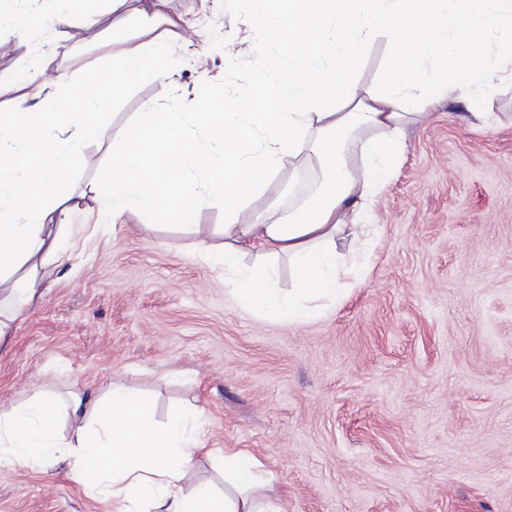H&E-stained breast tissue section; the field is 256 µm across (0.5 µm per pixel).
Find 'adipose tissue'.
Instances as JSON below:
<instances>
[{
	"mask_svg": "<svg viewBox=\"0 0 512 512\" xmlns=\"http://www.w3.org/2000/svg\"><path fill=\"white\" fill-rule=\"evenodd\" d=\"M167 2L143 0L142 39L113 56L107 85L90 68L32 80L29 107L0 113V346L71 268L68 177L86 145L105 143L100 117L111 96L145 76L173 77L159 58L180 41L182 20L166 13ZM247 23L258 37L249 83L224 95L218 113L145 104L111 176L90 191L113 224L148 215L190 235L201 232L199 211L222 208L224 246L213 257L233 295L257 317L296 325L341 295L348 261L336 241H371L369 206L398 167L407 129L450 94L476 102L512 80V0H253ZM381 39L390 46L385 74L361 85L360 62ZM305 153L327 171L315 203L297 219L266 221L257 201ZM250 254L257 264L244 265ZM281 257L296 274L286 292L274 286ZM62 414L84 487L138 499L147 512H282L256 498L268 480L246 452L224 459L233 493L184 492L202 446L197 414L157 426L149 397L115 385L62 408L39 398L1 411L0 466L65 457L56 441Z\"/></svg>",
	"mask_w": 512,
	"mask_h": 512,
	"instance_id": "obj_1",
	"label": "adipose tissue"
}]
</instances>
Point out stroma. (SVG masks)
Segmentation results:
<instances>
[{"label": "stroma", "mask_w": 512, "mask_h": 512, "mask_svg": "<svg viewBox=\"0 0 512 512\" xmlns=\"http://www.w3.org/2000/svg\"><path fill=\"white\" fill-rule=\"evenodd\" d=\"M103 9L94 28L74 21L47 55L29 21L50 0H0V109L15 106L38 66L44 82L111 55L112 30L137 31ZM249 0H169L189 19L196 54L161 62L173 82L129 85L107 109L121 140L145 102L194 112L195 92L246 84L253 35ZM445 99L409 128L395 175L368 216L380 235L359 280L319 318L287 325L238 303L199 240H224V212L178 225L129 218L98 224L90 183L112 155L87 145L73 177V223L85 225L75 270L46 289L0 350V405L51 395L93 396L108 384L155 401L158 423L197 407L204 450L192 482L224 489V452L252 453L285 512H512V83L481 106ZM320 173L300 157L295 175L266 190L275 221L301 211ZM89 491L66 463L0 468V512H137Z\"/></svg>", "instance_id": "35a3bbf8"}]
</instances>
